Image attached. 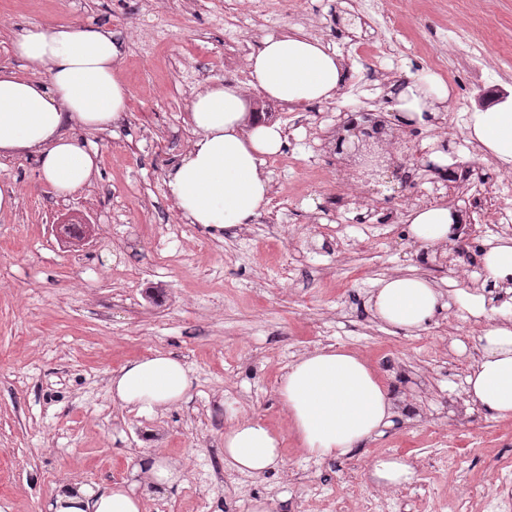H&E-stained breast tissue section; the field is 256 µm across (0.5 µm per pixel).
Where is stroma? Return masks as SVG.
Returning a JSON list of instances; mask_svg holds the SVG:
<instances>
[{"instance_id": "35a3bbf8", "label": "stroma", "mask_w": 512, "mask_h": 512, "mask_svg": "<svg viewBox=\"0 0 512 512\" xmlns=\"http://www.w3.org/2000/svg\"><path fill=\"white\" fill-rule=\"evenodd\" d=\"M54 21L108 25L122 45L120 75L129 110L98 137L102 162L91 186L56 196L34 159L1 158L0 182L18 204L0 213V512H46L55 484L94 485L129 478L133 459L177 463L182 483L150 496L146 512H248L274 499L277 512H359L402 500L428 512L429 499L460 481L486 482L512 462V418L471 402L466 378L482 356L481 327L453 303L411 335L377 320L369 297L379 279L399 272L470 288L472 273L416 245L407 229H366L360 204L377 216L451 202L478 214L487 204L512 211L495 193L512 167L473 147L466 122L478 108L512 94V0H297L292 10L251 12L244 0H0V67L16 65L15 26ZM292 30L335 47L345 84L335 100L273 113L285 129L281 154L266 160L269 201L246 227L181 223L167 172L194 139L188 121L195 72L232 78L216 55L255 50L261 38ZM468 32L489 56L477 78L453 53ZM443 66L452 95L439 123L390 145L393 183L370 179L359 198L339 196L327 173L330 141L343 111L387 113L384 82ZM448 145V163L483 169L481 188L454 189L406 158V150ZM287 194V206L278 197ZM82 218L89 241L67 242L55 225ZM343 228L346 253L324 240ZM342 349L362 356L397 408L392 426L340 459L307 457L290 429L277 385L303 353ZM155 352L190 369L187 402L151 416L113 402L108 381L126 362ZM279 432L283 466L262 477L224 469V432L239 417ZM402 457L422 473L406 484L373 485L370 462Z\"/></svg>"}]
</instances>
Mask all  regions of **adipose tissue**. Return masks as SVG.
<instances>
[{
    "instance_id": "obj_1",
    "label": "adipose tissue",
    "mask_w": 512,
    "mask_h": 512,
    "mask_svg": "<svg viewBox=\"0 0 512 512\" xmlns=\"http://www.w3.org/2000/svg\"><path fill=\"white\" fill-rule=\"evenodd\" d=\"M22 70L0 68V157L34 158L39 176L61 196L89 184L101 155L87 133L111 130L127 112L131 92L117 75L121 47L111 27L81 22L35 23L12 32ZM248 87L266 99L292 106L333 100L345 62L321 41L302 35L262 37L247 58ZM243 87L229 80L208 85L189 105L195 139L168 175L177 209L188 223L221 228L250 223L267 204L266 157L279 154L283 127L248 109ZM450 97L447 84L427 71L409 75L390 106L402 120L419 124L439 116ZM468 136L504 164H512V98L470 114ZM459 212L444 203L412 210V238L430 249L447 241ZM469 315L483 321V355L466 378L468 393L494 417L512 416V301L491 305L485 294L456 290ZM377 319L408 333L428 328L448 307L432 280L406 274L378 281L370 297ZM193 387L177 358L155 353L113 372V401L152 415L185 400ZM303 452L337 459L392 424L386 386L358 356L340 349L302 355L279 378ZM283 464L282 438L254 419H237L224 434V468L260 477ZM181 472L164 458H139L131 480L103 485L76 481L56 486L47 512H145L141 484L164 492Z\"/></svg>"
}]
</instances>
